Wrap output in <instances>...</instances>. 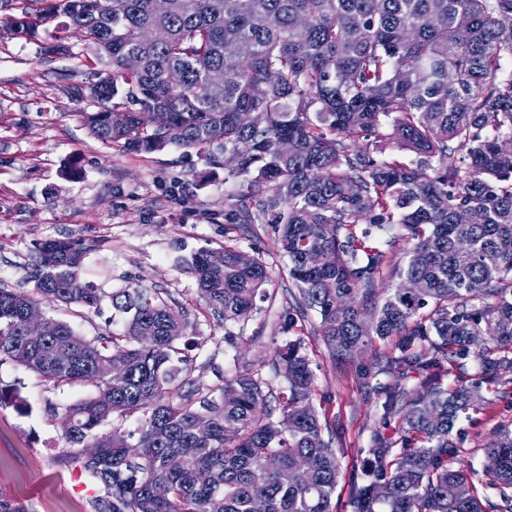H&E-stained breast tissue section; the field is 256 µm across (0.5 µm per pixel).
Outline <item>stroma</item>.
<instances>
[{"label":"stroma","mask_w":512,"mask_h":512,"mask_svg":"<svg viewBox=\"0 0 512 512\" xmlns=\"http://www.w3.org/2000/svg\"><path fill=\"white\" fill-rule=\"evenodd\" d=\"M51 37L65 52L43 54L41 42ZM106 70L92 44L56 21L34 39L0 36V287L34 293L36 243L71 238L85 250L81 276L103 294L101 309L46 303L43 311L92 339L123 329L122 319L112 316V293L132 286L157 293L183 308L187 334L198 344L189 374L193 390L219 387L225 375L245 367L260 370L280 390L284 380L272 372L271 357L300 341L315 372L316 404L336 423L332 447L340 479L333 512H352L351 484L366 468L364 450L381 426L376 390L417 385L419 375L364 377L375 359L391 355L389 339L337 365L315 315L282 331L292 282L277 235L269 224L236 223L228 207L229 198L246 194V182L194 150L170 146L146 154L94 139L79 115L93 111L88 88ZM228 243L262 249L274 294L259 301L248 321L229 328L199 298L189 266L198 249ZM228 330L235 344L225 343ZM1 386L17 389L25 406L0 407V495L31 512H105L94 481L73 461L81 448L68 443L63 424L65 406L86 396L88 386L49 389L9 361L0 363ZM503 425L512 426V402L490 399L453 429L458 451L449 465L482 470L484 448Z\"/></svg>","instance_id":"obj_1"}]
</instances>
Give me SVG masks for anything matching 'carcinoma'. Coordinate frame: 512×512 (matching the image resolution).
<instances>
[{
    "label": "carcinoma",
    "instance_id": "cac0c4a2",
    "mask_svg": "<svg viewBox=\"0 0 512 512\" xmlns=\"http://www.w3.org/2000/svg\"><path fill=\"white\" fill-rule=\"evenodd\" d=\"M168 2L157 12L152 0H0V35L35 38L67 19L110 66L89 87L97 110L80 113L95 139L194 149L244 178L242 223L277 225L288 260V327L316 314L338 363L396 336L375 369L426 374L381 391V419H398L401 435L373 436L353 512H512V428L484 448L483 479L448 467L449 434L488 401L482 388L512 399V0ZM388 146L398 155L385 158ZM222 251L220 276L212 250L193 253L199 294L224 324L245 322L271 278L261 252L242 262L239 247ZM83 259L75 242L46 240L34 264L40 299L0 288V362L48 386L92 387L64 408L67 439L101 449L75 460L108 512H254L257 500L264 512H332L335 431L299 342L271 359L285 382L277 394L244 368L216 391L183 395L186 315L145 288L112 295L126 315L116 337L89 340L50 317L45 341L26 338L31 306L98 307ZM115 359L127 369L118 385ZM470 359L475 381L448 385ZM116 416L141 425L102 431Z\"/></svg>",
    "mask_w": 512,
    "mask_h": 512
}]
</instances>
